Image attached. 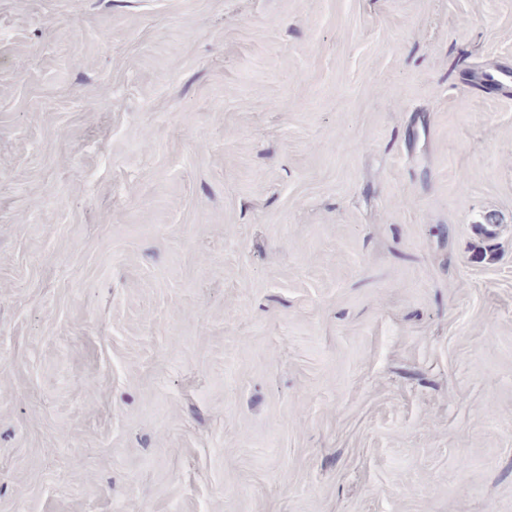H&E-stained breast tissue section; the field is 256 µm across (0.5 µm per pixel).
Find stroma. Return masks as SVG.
<instances>
[{
  "instance_id": "35a3bbf8",
  "label": "stroma",
  "mask_w": 512,
  "mask_h": 512,
  "mask_svg": "<svg viewBox=\"0 0 512 512\" xmlns=\"http://www.w3.org/2000/svg\"><path fill=\"white\" fill-rule=\"evenodd\" d=\"M0 512H512V0H0Z\"/></svg>"
}]
</instances>
